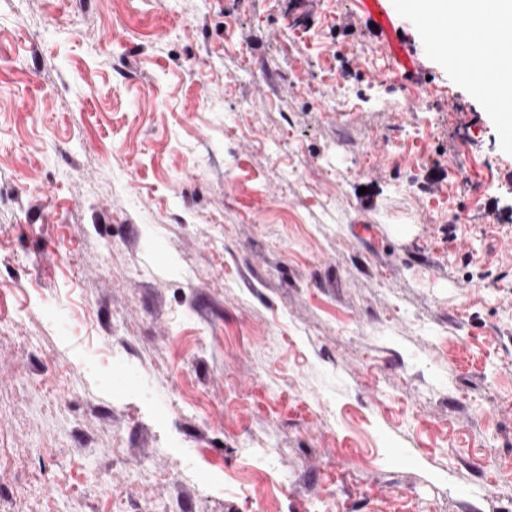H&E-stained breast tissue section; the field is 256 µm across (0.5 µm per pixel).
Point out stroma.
<instances>
[{
    "instance_id": "stroma-1",
    "label": "stroma",
    "mask_w": 512,
    "mask_h": 512,
    "mask_svg": "<svg viewBox=\"0 0 512 512\" xmlns=\"http://www.w3.org/2000/svg\"><path fill=\"white\" fill-rule=\"evenodd\" d=\"M461 64L395 0H0V512H512Z\"/></svg>"
}]
</instances>
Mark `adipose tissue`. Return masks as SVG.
Wrapping results in <instances>:
<instances>
[{
  "label": "adipose tissue",
  "instance_id": "obj_1",
  "mask_svg": "<svg viewBox=\"0 0 512 512\" xmlns=\"http://www.w3.org/2000/svg\"><path fill=\"white\" fill-rule=\"evenodd\" d=\"M418 11L425 16L446 14L449 27L463 37L491 23L501 41L512 42V0H454L450 11L443 0H418Z\"/></svg>",
  "mask_w": 512,
  "mask_h": 512
}]
</instances>
